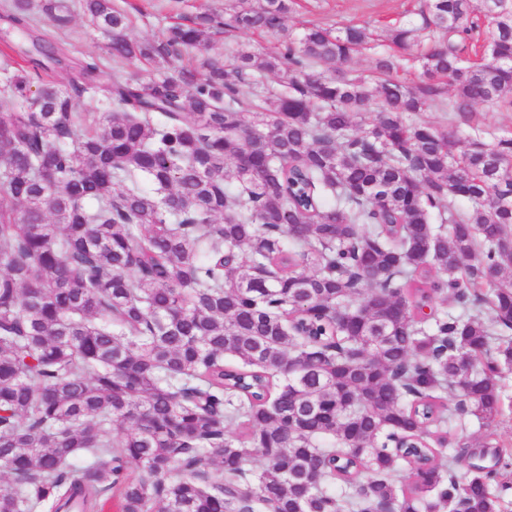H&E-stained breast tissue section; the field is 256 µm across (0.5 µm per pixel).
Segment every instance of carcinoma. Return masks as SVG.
<instances>
[{
	"instance_id": "obj_1",
	"label": "carcinoma",
	"mask_w": 512,
	"mask_h": 512,
	"mask_svg": "<svg viewBox=\"0 0 512 512\" xmlns=\"http://www.w3.org/2000/svg\"><path fill=\"white\" fill-rule=\"evenodd\" d=\"M292 4L138 40L114 0H0L51 19L50 58L79 15L156 69L0 80V512H104L113 489L119 512H498L511 463L459 481L439 459L448 426L451 466L461 417L502 412L512 135L407 116L512 107V0H424L427 46L396 27L369 75L348 69L368 27L295 36ZM219 29L278 46L228 61Z\"/></svg>"
}]
</instances>
